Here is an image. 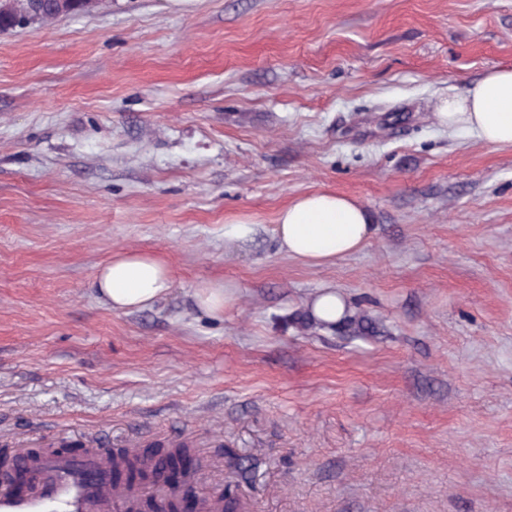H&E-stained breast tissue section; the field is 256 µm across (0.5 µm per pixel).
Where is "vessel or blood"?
<instances>
[{
    "mask_svg": "<svg viewBox=\"0 0 512 512\" xmlns=\"http://www.w3.org/2000/svg\"><path fill=\"white\" fill-rule=\"evenodd\" d=\"M112 466L111 454L98 448L88 449L78 459L44 458L37 490L19 498L0 489V512H105L127 496L125 488L112 485Z\"/></svg>",
    "mask_w": 512,
    "mask_h": 512,
    "instance_id": "b4317fda",
    "label": "vessel or blood"
}]
</instances>
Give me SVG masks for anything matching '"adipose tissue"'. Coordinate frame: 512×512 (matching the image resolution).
<instances>
[{"label": "adipose tissue", "mask_w": 512, "mask_h": 512, "mask_svg": "<svg viewBox=\"0 0 512 512\" xmlns=\"http://www.w3.org/2000/svg\"><path fill=\"white\" fill-rule=\"evenodd\" d=\"M438 118L489 145H512V69L489 71L463 98H445ZM373 233L372 219L356 198L314 192L279 212L275 235L290 258L321 265L359 251ZM94 285L112 310L129 312L153 305L172 285L167 261L141 250H121L95 273Z\"/></svg>", "instance_id": "1"}]
</instances>
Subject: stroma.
Here are the masks:
<instances>
[{"mask_svg":"<svg viewBox=\"0 0 512 512\" xmlns=\"http://www.w3.org/2000/svg\"><path fill=\"white\" fill-rule=\"evenodd\" d=\"M500 67L512 0H96L0 31V455L184 447L239 512H512V146L436 117ZM318 191L375 231L308 265L274 228ZM124 249L167 259L154 306L98 296ZM208 279L223 318L192 308ZM325 287L377 334L296 331ZM195 308L210 317L224 316L225 309L232 305L233 292L224 285V280H206L194 288Z\"/></svg>","mask_w":512,"mask_h":512,"instance_id":"stroma-1","label":"stroma"}]
</instances>
